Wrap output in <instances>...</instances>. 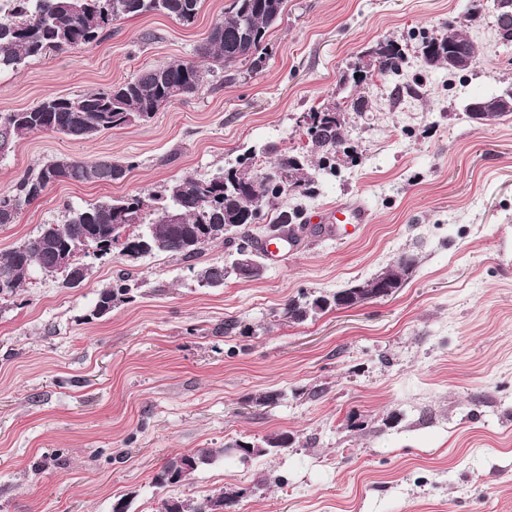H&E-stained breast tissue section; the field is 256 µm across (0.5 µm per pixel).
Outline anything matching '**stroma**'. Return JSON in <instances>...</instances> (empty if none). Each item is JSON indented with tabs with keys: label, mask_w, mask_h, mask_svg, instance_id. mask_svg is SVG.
<instances>
[{
	"label": "stroma",
	"mask_w": 512,
	"mask_h": 512,
	"mask_svg": "<svg viewBox=\"0 0 512 512\" xmlns=\"http://www.w3.org/2000/svg\"><path fill=\"white\" fill-rule=\"evenodd\" d=\"M231 3L202 0L190 25L127 18L90 48L2 71L0 112L194 59ZM482 6L471 25L472 0H287L261 68L236 66L229 81L214 65L198 94L150 121L90 140L26 135L0 158V192L60 156L135 164L112 184L49 188L0 225L1 254L72 208L157 193L248 150L267 167L281 149L308 152L303 113L368 101L347 117L356 155L314 172L311 196L277 201L301 218L361 204L357 237L322 225L262 258L259 279L230 275L219 288L198 287L195 272L229 261L224 244L188 261L159 252L132 263L116 249L87 257L80 287L35 269L0 304V512H112L124 496L130 512H157L166 498L233 488L245 494L226 512H512V115L479 125L465 111L512 83V42L498 38L492 0ZM450 21L475 64L424 67L420 34ZM387 39L404 48L400 74L353 81ZM405 252L417 265L395 294L286 318L288 301L365 280ZM126 270L141 284L135 300L86 320ZM277 431L291 448L153 483L176 455Z\"/></svg>",
	"instance_id": "obj_1"
}]
</instances>
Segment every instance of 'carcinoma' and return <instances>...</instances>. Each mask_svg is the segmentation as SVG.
<instances>
[{
    "instance_id": "carcinoma-1",
    "label": "carcinoma",
    "mask_w": 512,
    "mask_h": 512,
    "mask_svg": "<svg viewBox=\"0 0 512 512\" xmlns=\"http://www.w3.org/2000/svg\"><path fill=\"white\" fill-rule=\"evenodd\" d=\"M200 2L9 0V8L0 14V72L16 71L47 51L91 47L111 32L114 22L128 17L159 13L190 25L197 17ZM285 4L286 0H233L229 11L215 21L206 41L197 49L198 56L226 67L247 64L258 69L269 30L282 18ZM458 52L470 62L476 61L473 42L452 23L439 36L421 38L423 63L428 68L458 71L459 67L449 63ZM403 61L404 50L396 41H382L373 50V68L379 75L398 73ZM209 74L210 69L195 61H178L145 68L137 76L107 88L74 97L50 94L31 108L0 112V158L12 152L17 140L28 134L54 132L74 139H91L136 121L146 122L172 102L201 90ZM487 101L497 103L488 117L512 114V88ZM316 114L320 116L318 134L313 139L318 151L317 167L333 170L336 155L352 151L344 132L346 108L327 106ZM276 166L282 170L281 180H266L264 169L256 166L254 155L249 152L241 155L235 166L210 177L177 178L159 195L137 194L72 210L63 223L49 225L40 235L0 255V301L15 297L33 268L44 273L57 271L60 251L85 239L102 237L113 224L123 225L126 242L121 245V253L131 260L157 252L191 259L213 242H222L237 253L245 248L255 250L258 240L243 233L251 223L252 210L275 206L287 191L305 195L313 184L304 160L288 148L280 151ZM133 168L129 161L104 159L88 164L70 157L52 159L23 176L12 190L0 193V225L15 223L27 206L58 182H117ZM173 209L180 214L177 224H170L165 218ZM233 231L239 236H230ZM415 265L416 258L404 254L394 265L358 286L395 291ZM224 277L222 265H212L198 273L199 282L207 287L223 285ZM134 291L133 273H123L114 285L98 292L90 316L99 318L111 313L112 308L132 300ZM349 292L344 288L305 303L290 300L284 314L303 321L312 313L341 309ZM292 445L293 438L281 432L265 437L252 448L254 455L263 456ZM216 453L211 448H200L169 460L154 476L155 484L165 487L182 482L198 467L212 463ZM244 494L242 489H228L215 498L199 501L168 498L162 500L160 512H213L215 506L228 507Z\"/></svg>"
}]
</instances>
